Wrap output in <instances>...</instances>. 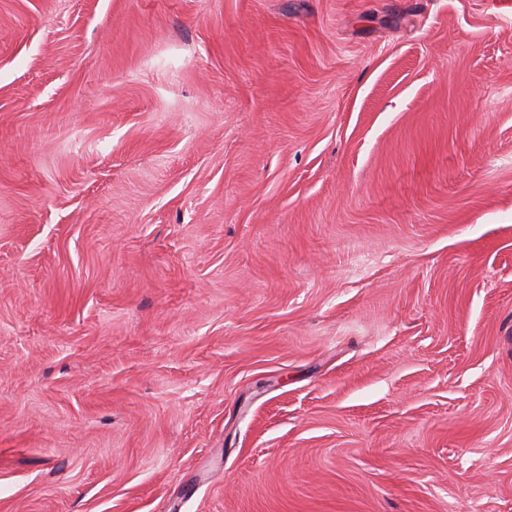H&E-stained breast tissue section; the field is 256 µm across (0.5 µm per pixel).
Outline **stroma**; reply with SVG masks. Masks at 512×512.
Segmentation results:
<instances>
[{
	"label": "stroma",
	"instance_id": "obj_1",
	"mask_svg": "<svg viewBox=\"0 0 512 512\" xmlns=\"http://www.w3.org/2000/svg\"><path fill=\"white\" fill-rule=\"evenodd\" d=\"M0 512H512V0H0Z\"/></svg>",
	"mask_w": 512,
	"mask_h": 512
}]
</instances>
